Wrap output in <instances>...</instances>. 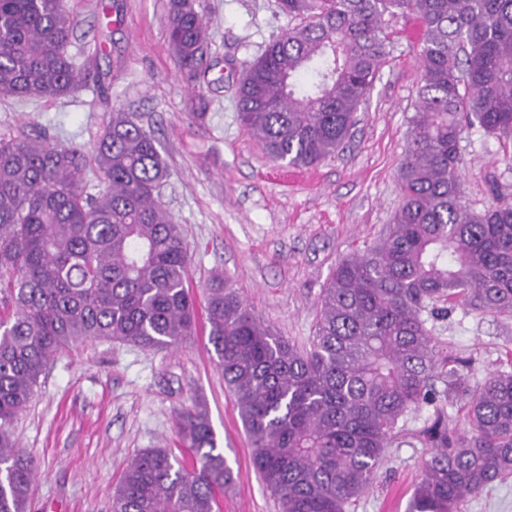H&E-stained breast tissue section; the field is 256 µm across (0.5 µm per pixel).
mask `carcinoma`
<instances>
[{"instance_id": "obj_1", "label": "carcinoma", "mask_w": 512, "mask_h": 512, "mask_svg": "<svg viewBox=\"0 0 512 512\" xmlns=\"http://www.w3.org/2000/svg\"><path fill=\"white\" fill-rule=\"evenodd\" d=\"M300 24L245 68L238 119L275 161L313 165L349 135L388 54L384 15L425 29L422 85L399 168L402 203L382 238L342 260L300 348L217 277L209 343L280 512H347L375 481L399 421L453 395L467 429L438 419L407 512H460L512 476V371L469 386L439 363L427 317L457 307L512 319V203L464 200L459 142L478 126L512 141V0H278ZM167 39L195 84L210 70L197 0H169ZM68 0H0V97H66L94 76L68 48ZM93 162L105 190L80 186ZM167 169L131 112L112 111L91 146L37 132L0 137V512H28L33 459L10 434L56 353L104 340L171 348L194 335L189 256L159 202ZM444 385L442 390L435 383ZM187 461L147 448L127 464L111 512H219L230 467L205 409L178 416Z\"/></svg>"}]
</instances>
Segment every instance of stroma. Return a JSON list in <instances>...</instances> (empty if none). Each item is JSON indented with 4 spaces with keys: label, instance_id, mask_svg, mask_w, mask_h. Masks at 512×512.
I'll return each mask as SVG.
<instances>
[{
    "label": "stroma",
    "instance_id": "obj_1",
    "mask_svg": "<svg viewBox=\"0 0 512 512\" xmlns=\"http://www.w3.org/2000/svg\"><path fill=\"white\" fill-rule=\"evenodd\" d=\"M75 30L69 53L101 87L28 104L0 99V136L37 129L57 143L92 145L113 110L136 113L154 136L168 177L161 201L190 255L189 289L204 304L223 276L255 314L297 346L315 332L317 301L337 264L367 250L402 202L398 169L418 98L413 16L387 20L390 53L345 143L311 167L272 161L237 119L245 65L294 27L276 0H200L211 69L197 88L181 79L169 46L168 0H68ZM465 201L512 203V143L468 128L460 142ZM440 356L464 361L470 382L512 369V320L456 309L429 319ZM206 407L234 475L222 512H279L252 463L253 448L224 385L206 327L179 350L89 340L59 352L27 409L11 426L38 474L32 512H110L133 456L178 449L175 416ZM442 419L465 428L461 401L425 406L398 424L372 488L349 512H406L431 448L425 433Z\"/></svg>",
    "mask_w": 512,
    "mask_h": 512
}]
</instances>
